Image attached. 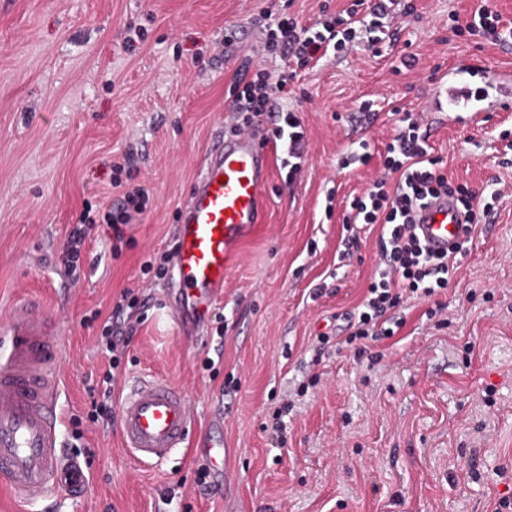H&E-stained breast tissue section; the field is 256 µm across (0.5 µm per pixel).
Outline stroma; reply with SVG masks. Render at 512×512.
<instances>
[{
	"mask_svg": "<svg viewBox=\"0 0 512 512\" xmlns=\"http://www.w3.org/2000/svg\"><path fill=\"white\" fill-rule=\"evenodd\" d=\"M487 1L512 27V0H413L379 52L359 39L303 71L281 103L306 134L301 168L287 179L283 146L269 145L265 226L242 244L192 343L164 307L172 277L145 281L140 264L171 248L202 159L233 123L228 90L255 54L268 0H0V319L22 298L52 319L61 438L91 466L86 494L52 493L45 512H486L512 492V109L466 126L425 109L450 69L479 61L512 74V40L455 30ZM407 111L422 113L449 181L502 195L466 243L437 319L426 317L431 301L408 299L404 327L358 358L334 339L375 273L381 227L343 219L384 173ZM364 143L370 163L346 164ZM131 147L151 207L126 226L120 252L97 228L70 283L55 257L86 204L122 197L112 162ZM127 288L149 309L116 387L152 376L187 394L197 422L223 413L235 450L224 490H200L189 450L143 466L117 427L72 437L104 359L90 315H109ZM324 334L332 341L318 346ZM208 357L217 376L201 368ZM475 451L479 480L462 471Z\"/></svg>",
	"mask_w": 512,
	"mask_h": 512,
	"instance_id": "1",
	"label": "stroma"
}]
</instances>
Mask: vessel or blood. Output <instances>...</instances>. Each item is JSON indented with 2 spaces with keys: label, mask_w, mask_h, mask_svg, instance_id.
Returning a JSON list of instances; mask_svg holds the SVG:
<instances>
[{
  "label": "vessel or blood",
  "mask_w": 512,
  "mask_h": 512,
  "mask_svg": "<svg viewBox=\"0 0 512 512\" xmlns=\"http://www.w3.org/2000/svg\"><path fill=\"white\" fill-rule=\"evenodd\" d=\"M510 99L511 82L487 67L469 66L432 96L429 109L467 125L481 120L495 102ZM269 169L266 143L256 130L226 133L205 154L179 211L172 273L176 287L165 301L183 336L196 337L224 295V279L239 246L262 229ZM415 221L422 243L436 254L449 252L466 237L464 216L451 196L429 201L417 210ZM59 387L51 322L38 304L21 300L0 324V479L22 504L55 491L78 498L88 486L87 461L62 450ZM223 427V419H212L208 435L194 439L188 399L156 378L138 381L120 404L123 443L145 465L166 460L193 440L204 454L222 457L218 472L227 477L232 451L217 438Z\"/></svg>",
  "instance_id": "vessel-or-blood-1"
}]
</instances>
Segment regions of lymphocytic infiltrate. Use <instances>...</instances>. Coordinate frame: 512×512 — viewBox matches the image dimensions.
<instances>
[{
  "label": "lymphocytic infiltrate",
  "instance_id": "1",
  "mask_svg": "<svg viewBox=\"0 0 512 512\" xmlns=\"http://www.w3.org/2000/svg\"><path fill=\"white\" fill-rule=\"evenodd\" d=\"M411 0H352L349 7L327 15L310 27L299 26L294 17L281 9L262 12L259 24L263 35L262 52L275 55L285 62L279 70L265 66L243 64L229 88L230 109L241 117L242 127L262 124L267 112L273 111L276 99L287 95L299 69L317 63L329 51L347 50L357 31H365L368 50H376L383 22L397 14L412 12ZM131 154L113 162V183L131 181L123 200L103 211L101 217L84 215L81 223L73 225L58 257L63 274L71 281L80 278V256L90 232L97 223L112 231L113 246L124 241L125 228L143 218L150 202L144 185L135 183ZM440 160L429 150L426 133L421 130L420 116L408 113L402 119L392 142L386 147V172L375 180L363 196L354 198L346 224H378L382 227L375 276L368 285L357 322L348 326L345 345L365 353L371 343L393 337L384 317L388 310L398 307L404 295L430 297L446 289L448 280L458 267L455 255L434 257L427 254L412 233L413 213L425 200L439 194L456 195L470 223H479L487 215L490 204L481 200L477 191L463 184H452L441 172ZM144 300L133 290H125L105 319L99 336L102 352L108 361L99 380L88 385L91 400V421L110 418L112 395L120 378L122 359L130 345L135 328L127 324L126 312H138Z\"/></svg>",
  "mask_w": 512,
  "mask_h": 512
}]
</instances>
